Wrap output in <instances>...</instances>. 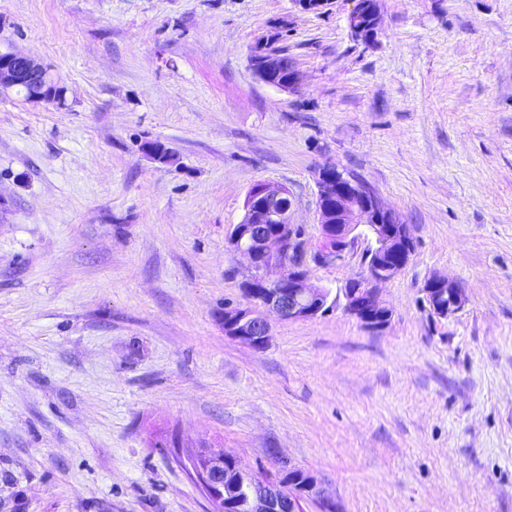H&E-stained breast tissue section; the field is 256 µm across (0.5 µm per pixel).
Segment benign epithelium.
<instances>
[{"label": "benign epithelium", "instance_id": "1", "mask_svg": "<svg viewBox=\"0 0 512 512\" xmlns=\"http://www.w3.org/2000/svg\"><path fill=\"white\" fill-rule=\"evenodd\" d=\"M370 3L357 0L348 16L351 35L365 43L376 39L380 22H366ZM268 38L258 41L250 54V65L264 83L291 93L297 87V73L287 82L276 80L281 56L266 50ZM37 81L45 87L53 82L49 70L29 55L16 51H0V97H7L16 88ZM318 186V224L321 239L313 250L304 238L301 226L290 222L293 203L286 187L262 183L247 195L242 221L233 225L226 235L229 247L244 257L251 274L242 288L249 306L224 309V335L254 350L265 348L271 336L269 316L281 320H306L322 315L338 303L366 328L380 330L391 320V310L381 297L382 286L408 264L414 251L409 228L387 208L380 198L356 179L333 166H325L316 174ZM274 224L273 232L262 234L257 225ZM366 243L362 259L364 272L349 279L342 292L334 293L325 286L310 282L307 265L339 263L358 244ZM430 312L446 318L459 312L466 304L464 289L446 275L429 277L422 288ZM233 457L219 451L202 469L201 477L211 496L224 502L225 512H303L302 502L315 499L323 512H335L318 479L303 472L298 487L291 483L267 481L263 478L247 484L242 503L224 493L219 473Z\"/></svg>", "mask_w": 512, "mask_h": 512}]
</instances>
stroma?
<instances>
[{
	"label": "stroma",
	"mask_w": 512,
	"mask_h": 512,
	"mask_svg": "<svg viewBox=\"0 0 512 512\" xmlns=\"http://www.w3.org/2000/svg\"><path fill=\"white\" fill-rule=\"evenodd\" d=\"M354 5L0 0V49L68 90L0 98V512H217L204 445L311 472L340 512H512V0H380L372 44ZM276 25L288 94L248 61ZM326 164L411 229L391 322L338 307L243 346L226 232L268 182L317 240ZM434 274L467 296L445 319ZM370 2L366 0H357V4L348 16V28L351 35L365 43H371L376 39L380 29V21L375 22L373 25L366 22V15ZM422 292L430 312L438 318H448L456 314L467 301L460 284L446 275L429 277L423 285ZM442 298H448V304L442 303Z\"/></svg>",
	"instance_id": "obj_1"
}]
</instances>
